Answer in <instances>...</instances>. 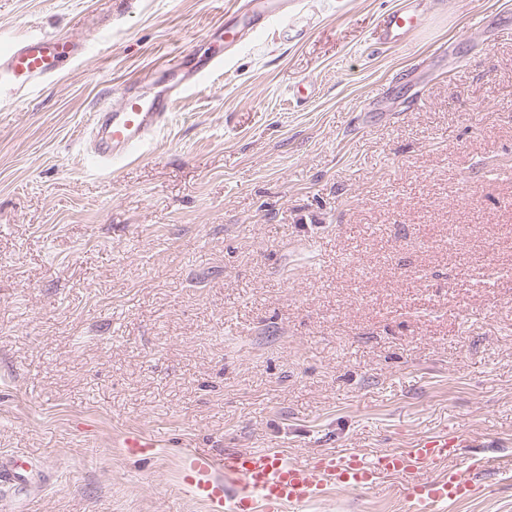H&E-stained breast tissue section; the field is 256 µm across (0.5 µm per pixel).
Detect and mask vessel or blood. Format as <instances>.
I'll return each mask as SVG.
<instances>
[{
    "mask_svg": "<svg viewBox=\"0 0 512 512\" xmlns=\"http://www.w3.org/2000/svg\"><path fill=\"white\" fill-rule=\"evenodd\" d=\"M294 5L295 0H238L233 19L215 29L212 51L190 69H169L153 91L128 82L115 85L117 104L95 113L88 128L95 163L109 168L142 148L167 123L176 97L222 70L225 57L270 22L287 26ZM423 23L413 0H407L403 8L383 18L380 37L384 43L400 46ZM83 51V43L71 36L25 39L0 57V88L37 87L69 68ZM462 444L461 433L446 430L405 448L372 454L347 450L301 461L269 450L232 452L221 458L192 452L184 458L183 481L208 512H300L329 489L374 488L394 477L399 496L411 512H439L441 506L470 498L475 476L490 468L486 461L470 459L444 475L428 477V470L456 455ZM158 446L152 435L124 438L126 452L135 456H152Z\"/></svg>",
    "mask_w": 512,
    "mask_h": 512,
    "instance_id": "obj_1",
    "label": "vessel or blood"
}]
</instances>
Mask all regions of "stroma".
I'll return each mask as SVG.
<instances>
[{
	"mask_svg": "<svg viewBox=\"0 0 512 512\" xmlns=\"http://www.w3.org/2000/svg\"><path fill=\"white\" fill-rule=\"evenodd\" d=\"M303 0L110 171L114 85L207 49L235 0H0V52L85 51L0 89V512H207L181 460L463 434L446 512H512V0ZM127 432L157 436L153 460ZM396 479L301 512H407ZM423 15L414 2H408L399 10H396L380 22V37L384 43L401 46L422 27ZM71 36L30 37L0 57V89L37 87L63 72L83 53Z\"/></svg>",
	"mask_w": 512,
	"mask_h": 512,
	"instance_id": "35a3bbf8",
	"label": "stroma"
}]
</instances>
